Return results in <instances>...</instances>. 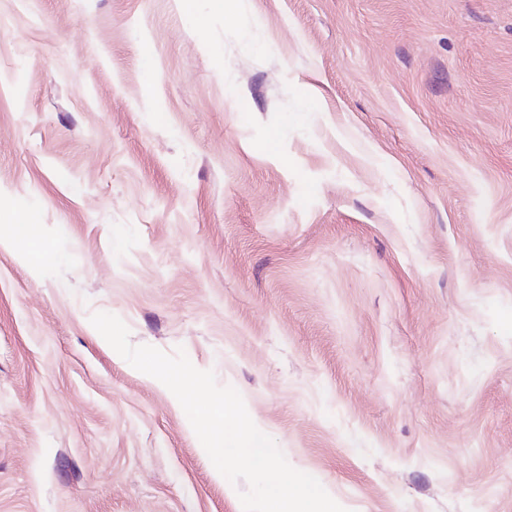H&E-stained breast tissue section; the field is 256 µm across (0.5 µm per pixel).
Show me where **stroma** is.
<instances>
[{
  "label": "stroma",
  "instance_id": "1",
  "mask_svg": "<svg viewBox=\"0 0 512 512\" xmlns=\"http://www.w3.org/2000/svg\"><path fill=\"white\" fill-rule=\"evenodd\" d=\"M0 221V512L242 510L97 312L345 512H512V0H0Z\"/></svg>",
  "mask_w": 512,
  "mask_h": 512
}]
</instances>
